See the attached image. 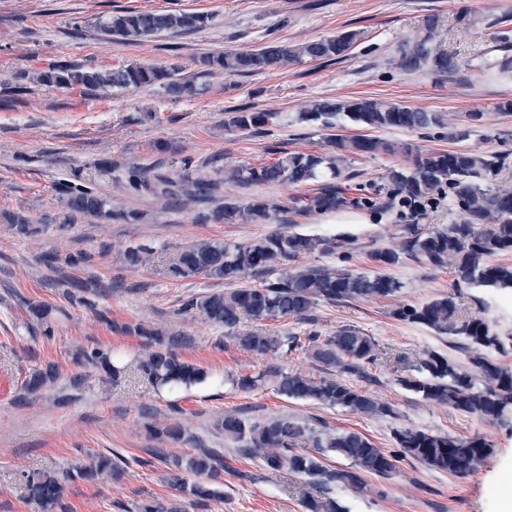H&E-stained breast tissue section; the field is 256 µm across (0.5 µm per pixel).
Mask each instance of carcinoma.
<instances>
[{
	"label": "carcinoma",
	"instance_id": "1",
	"mask_svg": "<svg viewBox=\"0 0 512 512\" xmlns=\"http://www.w3.org/2000/svg\"><path fill=\"white\" fill-rule=\"evenodd\" d=\"M211 17L196 12H137L112 16L102 29L109 36L142 38L161 32L191 33L206 27ZM509 18L499 20L501 30L496 40L503 51L501 58L483 65L498 73H512V29ZM438 25L433 17L424 22V30L413 46L402 52L397 65L405 71L428 70L438 74H456L468 65L436 43ZM360 38L357 31H344L328 38L300 45L270 43L247 51H230L202 58V79L222 70L227 74H250L269 66L286 67L308 61L334 60ZM45 84L60 88H83L106 91L114 88H142L160 85L167 94L179 98L198 93L193 82L177 78L174 68L163 69L145 64L100 69L72 64L55 65L41 74ZM345 115L366 129L400 128L421 131L443 126L435 112L412 109L402 104L357 99L346 102L318 100L298 114L297 121L317 123L332 131L326 137L325 153H290L264 166H241L224 172V177L195 180L191 177V161L181 160V172L172 173L158 162L153 166L131 164L124 169L123 180L128 192L164 200L214 201L218 206L205 219L227 224H274L276 228L242 243L204 240L189 249L167 257L164 272L176 281L206 278L223 280L232 288L187 297L181 307L186 314L198 315L224 328L242 349L256 355L291 352L304 348L324 366L326 375L310 377L291 373L280 366H268L255 376L238 379L236 386L252 391L271 378L279 393L298 400L315 401L331 407H342L369 416L393 414L385 403L372 398L365 390L348 383L344 376H366V368L381 357L374 338L353 326H344L323 336L316 331L306 337L294 334L272 335L263 329L236 332L241 318L271 321L296 316L303 318L319 301L336 303L351 299L387 297L403 288L388 275L366 273L343 267H304L283 270L290 261L316 251L335 253L341 262L350 260L353 241L344 236H313L292 230L290 212L332 213L349 208L392 210L403 231L404 240L398 250L376 249L369 254L377 267H391L410 260L429 267L453 269L455 287H485L497 292H512V265L494 264L491 258L512 253V192L499 188V180L507 174L505 158L483 150L424 151L412 142H394L369 135L344 137L333 132L335 120ZM276 112H233L226 127L231 130L260 129L279 122ZM402 154L411 164L391 170L378 184L359 187L351 193L346 173L348 158ZM229 181L244 187L278 182L318 184L317 192L299 199L300 206L281 208L256 196L246 202L221 200L223 183ZM64 219L79 216L121 219L135 224L141 215L135 211H112L111 204L84 184L62 183L58 187ZM449 199L466 215L461 224H420L427 212ZM10 229L18 236L34 238L42 230L34 228L30 217L22 212L8 215ZM155 258L153 248L142 244L128 246L123 263L135 270ZM260 279L255 285L253 281ZM397 317L410 324L426 327L463 344L470 353L471 367L438 352H429L406 365L398 383L426 401L444 405L463 415L483 420L506 422L512 416V368L497 363L495 356L512 350V336H502L481 317L465 313L458 296L448 294L422 305H409ZM112 328L144 340L145 350L135 358L133 366L112 360V352L82 347L75 353L82 366L102 370L116 380L127 372L157 389L171 392L207 385L212 376L204 369L181 359L178 349L193 344V338L179 331L164 332L143 324L112 323ZM58 368L49 363L34 373L26 383L30 393L53 384ZM224 440L235 444L244 456L258 458L272 472L287 471L304 477L305 484L325 493L309 496L307 512H342L331 490L342 485L357 488L361 473L388 476L397 469L396 462L411 457L431 469L454 476L471 473L491 451L480 436L457 438L426 430L397 428L393 438L399 453L391 454L375 446L366 436L356 432L332 433L306 420L283 416L266 420L251 419L237 413L224 414L217 424ZM161 440L184 439L182 425L166 424L152 428ZM334 452L351 461L349 470L327 468L320 455ZM177 470L173 475L183 499L145 500L136 505L137 512H186L183 500L203 505L221 494L224 455L213 448L172 460ZM107 474L112 479L122 475L116 460L104 456L90 464L61 473H38L27 477L23 487L27 500L41 512H56L65 485L77 479L91 480Z\"/></svg>",
	"mask_w": 512,
	"mask_h": 512
}]
</instances>
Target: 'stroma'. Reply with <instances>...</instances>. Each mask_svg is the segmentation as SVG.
<instances>
[{
    "instance_id": "stroma-1",
    "label": "stroma",
    "mask_w": 512,
    "mask_h": 512,
    "mask_svg": "<svg viewBox=\"0 0 512 512\" xmlns=\"http://www.w3.org/2000/svg\"><path fill=\"white\" fill-rule=\"evenodd\" d=\"M126 11L199 12L211 21L190 34L105 41L103 21ZM468 13L481 23L464 32L459 20ZM507 14L512 16V0H0V512H37L23 497L24 475L115 454L126 461L121 480L68 483L58 512H134L143 499L173 496L166 457L188 455L200 447L224 451L223 494L204 506L187 504L186 512H306V486L300 478L269 472L259 460L225 447L215 423L227 413L313 420L333 431L363 434L385 451L394 449L398 427L458 438L482 436L491 453L467 476L455 477L407 458L398 462L396 473L364 475L360 489L340 486L332 495L346 512H500L503 483L512 474V424L472 418L424 401L396 380L400 357L413 360L436 351L467 359L448 338L395 315L401 307L451 293V269L407 261L388 270L402 284L394 295L321 302L308 319L266 324L270 333L279 335H327L350 325L372 336L382 356L368 367L367 378L356 377L352 383L390 405L393 416L374 418L291 399L271 381L245 392L236 387V379L270 364L315 377L322 370L301 349L256 356L227 338L223 328L182 313L185 297L223 290L224 282L175 281L158 263L133 270L123 264L121 253L131 244L173 252L202 239L245 242L268 232V225L202 221L199 215L210 212V205L183 206L129 194L120 174L133 163L150 166L160 159L188 158L193 177L209 180L224 167L271 163L278 150L323 151L327 132L316 124L284 122L268 126L263 134L224 129L231 112L293 114L318 99H386L439 113L445 122L424 131L379 130L385 139L411 141L425 150L479 148L512 154V112L498 108L512 100V79L479 63L496 48V23ZM430 16L437 19L442 47L467 62L455 76L407 72L397 65L400 49L416 40ZM351 30L361 38L340 59L242 76L219 71L199 93L178 99L157 85L87 93L39 80L57 63L103 69L131 63L177 66L187 77L206 53L250 50L272 42L298 44ZM470 112L481 113V121L467 126L465 137L449 138V128L466 126ZM162 142L170 145V152H159ZM102 162L111 163V174H100ZM66 182L91 184L114 207L139 211L140 223L81 216L71 224H55L61 212L57 188ZM310 191L307 185L245 189L228 182L222 195L242 201L259 196L288 208ZM18 211L33 223L47 218L51 224L39 237H19L4 220L6 213ZM292 220L302 234L353 238L349 266L359 271L371 268L368 252L402 241L389 211L349 209L342 214H296ZM78 252L86 254V262L66 265V255ZM75 280L92 281L99 288L78 298L71 288ZM30 301L52 308L51 327L30 315ZM460 302L501 335L512 336V297L466 288ZM115 322L185 331L194 344L181 350L182 359L218 377V384L171 393L77 366L73 357L79 345L111 351L124 361L141 350L140 338L112 330ZM50 362L60 370L57 385L37 396L28 394L26 381ZM75 376L80 384L74 388L70 380ZM151 423L182 424L188 438L155 439L147 431ZM158 447L165 459L153 456Z\"/></svg>"
}]
</instances>
